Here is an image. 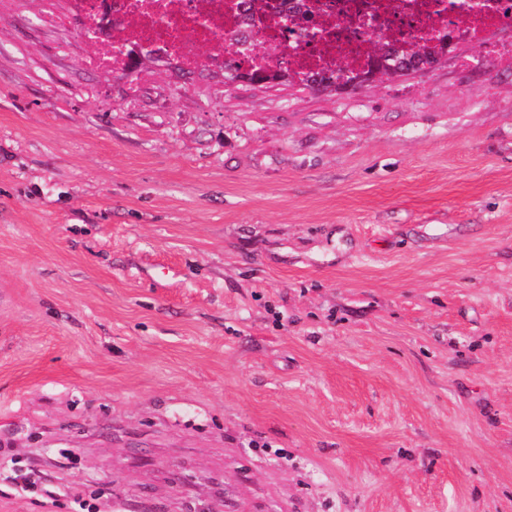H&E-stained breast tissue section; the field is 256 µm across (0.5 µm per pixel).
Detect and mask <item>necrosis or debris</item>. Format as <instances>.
Instances as JSON below:
<instances>
[{
  "instance_id": "1",
  "label": "necrosis or debris",
  "mask_w": 512,
  "mask_h": 512,
  "mask_svg": "<svg viewBox=\"0 0 512 512\" xmlns=\"http://www.w3.org/2000/svg\"><path fill=\"white\" fill-rule=\"evenodd\" d=\"M326 5L331 34L310 48L277 26L255 33L247 0H105L121 20L127 48L161 53L187 69L201 66L197 49L223 53L237 39L239 58L254 56L257 45L284 49L294 71L363 65L376 40L423 43L433 33L454 32L482 42L487 32L512 26V0H319Z\"/></svg>"
}]
</instances>
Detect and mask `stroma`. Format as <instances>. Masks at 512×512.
Masks as SVG:
<instances>
[{
	"mask_svg": "<svg viewBox=\"0 0 512 512\" xmlns=\"http://www.w3.org/2000/svg\"><path fill=\"white\" fill-rule=\"evenodd\" d=\"M0 0V458L97 512H512V66L117 74Z\"/></svg>",
	"mask_w": 512,
	"mask_h": 512,
	"instance_id": "35a3bbf8",
	"label": "stroma"
}]
</instances>
